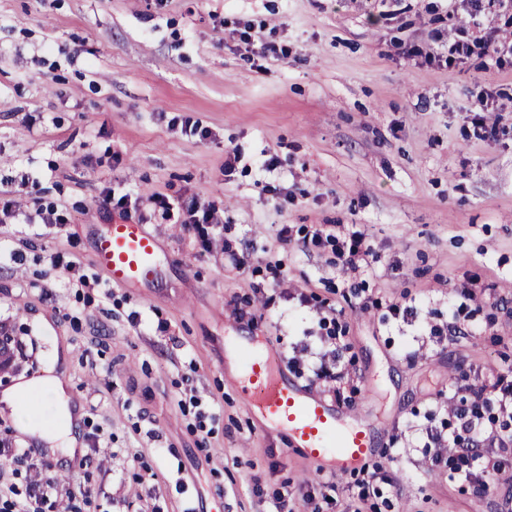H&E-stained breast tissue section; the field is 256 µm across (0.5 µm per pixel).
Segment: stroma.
<instances>
[{"mask_svg":"<svg viewBox=\"0 0 512 512\" xmlns=\"http://www.w3.org/2000/svg\"><path fill=\"white\" fill-rule=\"evenodd\" d=\"M245 23L287 56L248 52ZM486 33L512 41V0H0V195L19 209L0 214V330L24 345L0 390L54 359L82 413L63 458L23 429L37 397L0 401V444L29 452L0 465V484L24 488L47 462L87 492L83 512H268L283 487L311 512L318 465L233 381L225 339L250 333L303 389L378 430L367 463L390 480L376 512H498L512 449H491L505 467L477 492L408 429L447 428L455 390L512 376V58L446 62ZM482 99L497 139L473 134ZM188 119L208 137L185 135ZM271 156L281 167L261 170ZM108 186L216 205L224 239L202 248L145 211L158 275L112 285L95 261L119 219L99 202ZM319 224L357 225L372 258L352 270L334 246L304 247ZM243 238L240 271L223 243ZM300 291L309 306L283 298ZM405 300L419 317L392 318ZM334 309L351 361L339 398L288 364L320 352ZM456 318L471 335L447 334Z\"/></svg>","mask_w":512,"mask_h":512,"instance_id":"stroma-1","label":"stroma"}]
</instances>
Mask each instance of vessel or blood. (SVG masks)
Wrapping results in <instances>:
<instances>
[{"label":"vessel or blood","mask_w":512,"mask_h":512,"mask_svg":"<svg viewBox=\"0 0 512 512\" xmlns=\"http://www.w3.org/2000/svg\"><path fill=\"white\" fill-rule=\"evenodd\" d=\"M157 246L138 221L126 218L100 240L98 263L113 284L131 287L156 274ZM239 384L255 397L263 420L284 429L288 443L318 464L345 473L377 446L367 425L349 426L346 415L285 382L270 360L252 364Z\"/></svg>","instance_id":"b4317fda"}]
</instances>
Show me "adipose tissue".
<instances>
[{"label":"adipose tissue","instance_id":"ef3b65f1","mask_svg":"<svg viewBox=\"0 0 512 512\" xmlns=\"http://www.w3.org/2000/svg\"><path fill=\"white\" fill-rule=\"evenodd\" d=\"M35 390L41 391L48 405L56 408L57 419L51 425L31 426V434L36 436L41 444L47 445L50 451L73 455L76 447V438L72 434L73 414L55 366H48L42 377L19 385L5 392L0 398L12 405L22 396Z\"/></svg>","mask_w":512,"mask_h":512}]
</instances>
